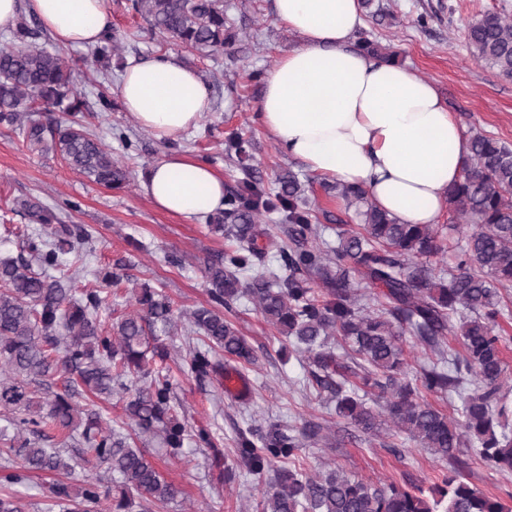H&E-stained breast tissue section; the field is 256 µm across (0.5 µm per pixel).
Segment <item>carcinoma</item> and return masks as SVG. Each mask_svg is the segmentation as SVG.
<instances>
[{"label":"carcinoma","mask_w":512,"mask_h":512,"mask_svg":"<svg viewBox=\"0 0 512 512\" xmlns=\"http://www.w3.org/2000/svg\"><path fill=\"white\" fill-rule=\"evenodd\" d=\"M157 37L208 53L234 43L224 17V0H132ZM35 17H21L0 47V126L29 147L60 156L73 171L109 189L122 188L128 173L112 152L85 127V106L73 70L58 50L35 42ZM476 59L512 79V18L486 14L465 34ZM107 32L94 51L106 70L116 50ZM60 108L70 119L45 123L38 113ZM462 178L448 188V211L477 229L450 243L443 233L456 225L401 224L381 210L359 186L336 182V196L355 209L361 224L336 232V245L320 238L311 212L299 206L295 173L279 175L271 193L253 179L224 195V211L206 221L231 239L232 250L204 261L211 307L191 314L200 344L188 366L199 377L222 374L213 360L220 349L250 364L254 351L224 312L242 298L251 301L266 323L293 340L308 363L318 392L336 401V416L366 433L386 426L403 432L420 447L448 463L437 482L425 487L391 482L379 487L340 468L308 473L301 467L277 473L261 489L260 512H512V501L488 495L463 474L464 449L473 450L493 472L512 473V388H503L501 334L504 291L512 288V145L484 133L470 136ZM17 206L50 232L27 239L28 257H0V413L11 415L16 435L4 439L7 457L0 481L22 484L35 471L69 475L80 468L79 489L54 481L48 508L59 512H151L179 494L149 460L132 448L120 429L104 425L101 413L82 406L77 396L109 401L129 395L125 414L143 435L161 439L169 456L182 455L188 424L170 413L171 387L161 362L167 353L161 336L174 331L179 315L162 292L149 285L135 295V309L113 329L99 312L105 305L99 288L75 294L48 270L83 262L91 240L86 228L61 223L36 201ZM281 210L288 220L289 244L282 246L260 227L263 213ZM454 248L455 264L444 269L431 259ZM281 261L278 274L269 257ZM462 352L445 357L448 334ZM437 356L407 376L404 336ZM336 342L343 353L334 352ZM63 390H53L55 378ZM379 389L370 406L352 379ZM459 397L453 415L439 410L423 394ZM54 430L77 440L83 455L75 460L61 448H46ZM237 453L253 474L263 475L274 459H289L301 442L293 431L266 435L238 432ZM105 468L113 488H103L96 471ZM0 512H26L15 493L0 494Z\"/></svg>","instance_id":"carcinoma-1"}]
</instances>
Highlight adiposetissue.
<instances>
[{
    "mask_svg": "<svg viewBox=\"0 0 512 512\" xmlns=\"http://www.w3.org/2000/svg\"><path fill=\"white\" fill-rule=\"evenodd\" d=\"M61 47L96 46L110 27L105 0H0V30L19 8ZM276 18L302 38L268 72L260 118L282 151L308 172L362 187L404 224H433L462 174L470 144L433 83L353 46L359 0H274ZM118 94L160 139H178L206 109L200 77L172 54L127 68ZM157 209L192 219L224 206V178L174 153L141 184Z\"/></svg>",
    "mask_w": 512,
    "mask_h": 512,
    "instance_id": "ef3b65f1",
    "label": "adipose tissue"
}]
</instances>
